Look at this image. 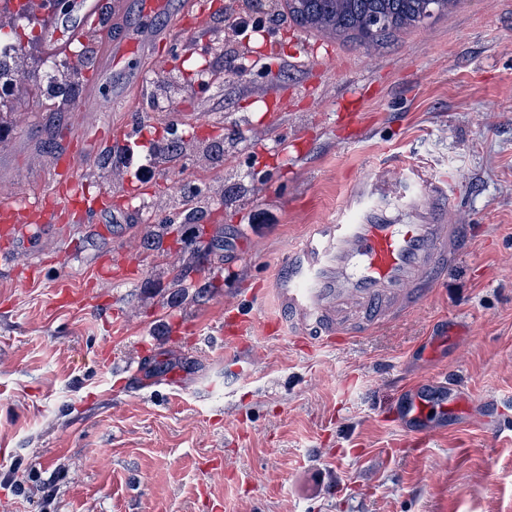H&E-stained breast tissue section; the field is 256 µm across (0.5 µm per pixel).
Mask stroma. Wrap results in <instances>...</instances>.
Masks as SVG:
<instances>
[{
    "instance_id": "35a3bbf8",
    "label": "stroma",
    "mask_w": 512,
    "mask_h": 512,
    "mask_svg": "<svg viewBox=\"0 0 512 512\" xmlns=\"http://www.w3.org/2000/svg\"><path fill=\"white\" fill-rule=\"evenodd\" d=\"M142 2L112 35L166 38L165 59L106 68L93 41L90 67L55 92L36 39L0 102V184L16 200L46 194L79 139L97 146L84 180L112 192L97 223L49 226L0 267V512H512V0H459L370 46L298 26L285 0H209L216 36L190 53V0L149 22ZM240 4L237 28L224 16ZM190 58L221 77L196 83ZM94 83L103 110L74 111ZM354 96L361 135L338 116ZM131 124L178 148L133 207L109 142ZM393 160L447 178L449 216L474 239L460 270L378 334L317 351L260 334L231 372L234 344L206 342L225 307L271 285L289 244L342 219L350 186ZM190 189L192 240L173 205ZM120 251L136 271L102 281ZM33 258L40 274L20 281ZM62 288L93 305L58 303ZM441 372L464 408L428 437L401 431L384 396Z\"/></svg>"
}]
</instances>
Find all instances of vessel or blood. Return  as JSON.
Returning a JSON list of instances; mask_svg holds the SVG:
<instances>
[{
  "mask_svg": "<svg viewBox=\"0 0 512 512\" xmlns=\"http://www.w3.org/2000/svg\"><path fill=\"white\" fill-rule=\"evenodd\" d=\"M91 26L73 29L69 42L98 38L112 47L114 63L135 55L133 38L113 39L112 17L125 0H75ZM85 153L67 150L47 198L0 204V239L28 245L48 224H86L107 209L110 191L82 186ZM446 178L413 169L395 180L378 173L357 181L345 202L346 220L312 225L288 248L271 292L279 314L265 324L267 334H290L310 348L347 344L385 327L427 302L451 270L460 267L469 244L462 225L448 219ZM136 268L120 252L99 268L106 280L122 281ZM225 340L242 345L252 321L235 309L224 311ZM461 402L458 391L433 376L402 388L394 415L398 428L425 435L434 416H446Z\"/></svg>",
  "mask_w": 512,
  "mask_h": 512,
  "instance_id": "b4317fda",
  "label": "vessel or blood"
}]
</instances>
